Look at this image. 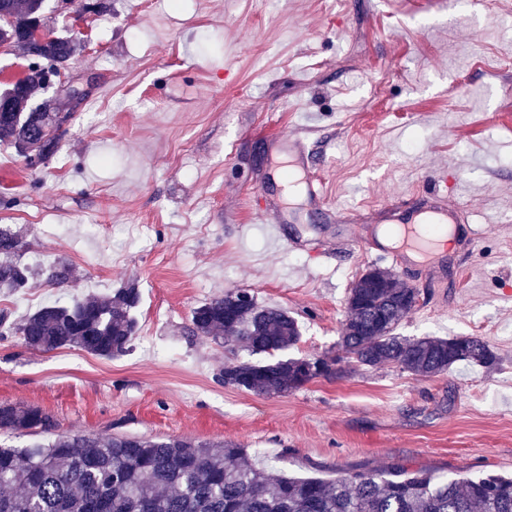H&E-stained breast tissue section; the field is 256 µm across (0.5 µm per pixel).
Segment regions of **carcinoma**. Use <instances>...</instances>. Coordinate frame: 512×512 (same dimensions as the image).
I'll list each match as a JSON object with an SVG mask.
<instances>
[{"label": "carcinoma", "instance_id": "1", "mask_svg": "<svg viewBox=\"0 0 512 512\" xmlns=\"http://www.w3.org/2000/svg\"><path fill=\"white\" fill-rule=\"evenodd\" d=\"M45 0H0V40H11L25 57L51 60L63 67L75 52L71 40L28 38L31 21ZM14 91L10 109L0 111V144L35 167L58 150L64 134L50 127V113L33 112L30 102L43 90L40 74L24 77L0 92ZM23 236L0 227V291L29 287L40 276L50 285L71 281L62 261L35 269L17 256ZM383 287L372 290L363 279L349 288L340 346L347 362L363 367L391 365L420 377H434L466 361L485 368L497 364L493 347L475 336L410 338L397 333L416 307L409 285L378 268ZM230 289L191 311V332L215 341H232L258 361L242 360L230 349L220 379L224 385L279 397L317 378L341 373V357L325 353L288 357L300 340L296 317L260 305L256 298L235 305ZM140 301L128 282L105 298L87 296L43 306L19 321L0 313V335H14L40 352L78 348L112 359L126 354L136 337L133 314ZM0 430H36L50 439L26 448L0 445V512H132L130 499L152 504L150 512H512V478L498 474L443 477L408 467L355 471L336 480L301 479L273 472L265 460L248 459L242 449L191 438L167 439L101 434H63L40 408L0 405Z\"/></svg>", "mask_w": 512, "mask_h": 512}]
</instances>
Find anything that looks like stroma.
Instances as JSON below:
<instances>
[{
    "instance_id": "stroma-1",
    "label": "stroma",
    "mask_w": 512,
    "mask_h": 512,
    "mask_svg": "<svg viewBox=\"0 0 512 512\" xmlns=\"http://www.w3.org/2000/svg\"><path fill=\"white\" fill-rule=\"evenodd\" d=\"M84 85L67 137L32 168L0 146V226L25 262H69L56 287L0 292V311L104 296L136 282L137 335L112 360L0 336V404L60 433L226 442L299 476L392 466L512 474V0L434 10L410 0H112L76 21L46 0ZM280 133L304 138L330 200L380 221L391 198L449 167L469 194L437 273L383 260L417 288L407 337L479 336L500 357L424 378L348 366L281 397L224 386L228 347L192 336V309L228 289L295 316L293 357L340 353L352 282L371 266L355 227L290 204L274 244L254 209L280 203Z\"/></svg>"
}]
</instances>
